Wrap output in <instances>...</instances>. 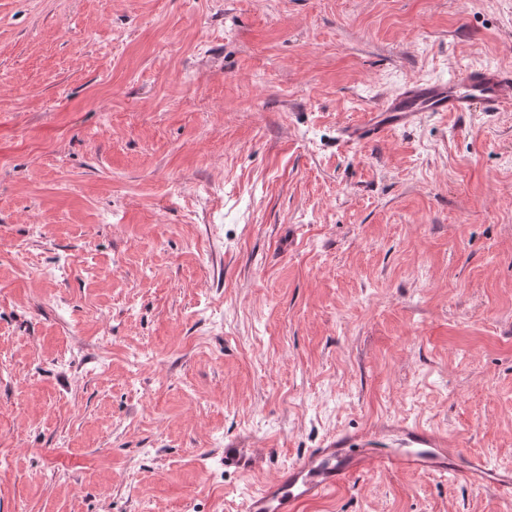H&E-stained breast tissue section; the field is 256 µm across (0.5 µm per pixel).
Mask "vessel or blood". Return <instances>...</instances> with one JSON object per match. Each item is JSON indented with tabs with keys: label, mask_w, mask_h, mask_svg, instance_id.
Returning <instances> with one entry per match:
<instances>
[{
	"label": "vessel or blood",
	"mask_w": 512,
	"mask_h": 512,
	"mask_svg": "<svg viewBox=\"0 0 512 512\" xmlns=\"http://www.w3.org/2000/svg\"><path fill=\"white\" fill-rule=\"evenodd\" d=\"M505 107H512V71L470 69L458 79L405 84L398 94L368 113L364 122L346 127L342 136L366 142L426 112H496ZM372 470L455 474L472 485L491 487L512 497L511 469L453 447L444 435L429 428L395 422L379 430L367 428L326 439L245 498L241 512H298L301 505Z\"/></svg>",
	"instance_id": "vessel-or-blood-1"
}]
</instances>
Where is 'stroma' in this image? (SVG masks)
Instances as JSON below:
<instances>
[{
	"instance_id": "1",
	"label": "stroma",
	"mask_w": 512,
	"mask_h": 512,
	"mask_svg": "<svg viewBox=\"0 0 512 512\" xmlns=\"http://www.w3.org/2000/svg\"><path fill=\"white\" fill-rule=\"evenodd\" d=\"M488 66L512 0H0V512H238L394 421L512 467V110L340 138ZM299 512L512 498L373 471Z\"/></svg>"
}]
</instances>
